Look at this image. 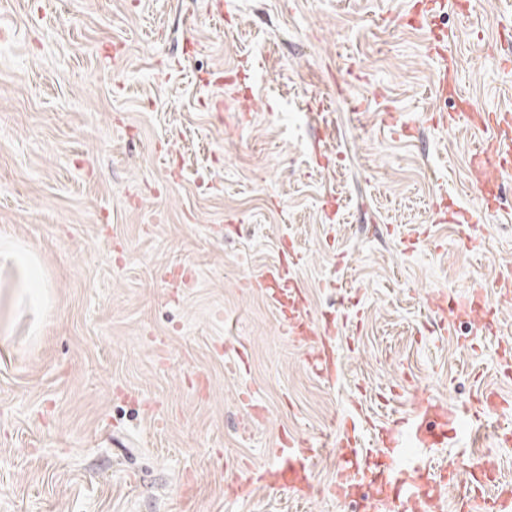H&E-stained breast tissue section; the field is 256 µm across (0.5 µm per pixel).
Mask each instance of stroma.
<instances>
[{"label":"stroma","instance_id":"stroma-1","mask_svg":"<svg viewBox=\"0 0 512 512\" xmlns=\"http://www.w3.org/2000/svg\"><path fill=\"white\" fill-rule=\"evenodd\" d=\"M424 2L0 0V234L46 282L29 307L0 257V512H339L231 492L281 435L323 486L332 424L371 450L418 389L512 397V176L472 182L462 115L512 112V0ZM292 249L333 383L250 285ZM476 282L489 331L454 308Z\"/></svg>","mask_w":512,"mask_h":512}]
</instances>
